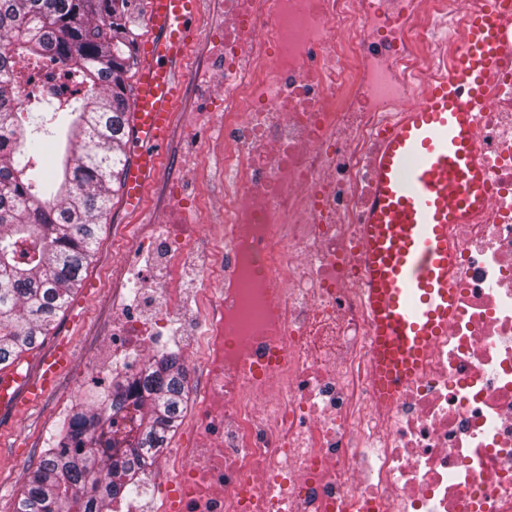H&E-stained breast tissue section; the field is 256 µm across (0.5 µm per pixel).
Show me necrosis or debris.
<instances>
[{
  "mask_svg": "<svg viewBox=\"0 0 512 512\" xmlns=\"http://www.w3.org/2000/svg\"><path fill=\"white\" fill-rule=\"evenodd\" d=\"M493 2L224 0L195 75L224 195L201 212L198 182L173 185L112 339L128 401L155 353L203 371L154 512H512V56L475 133L488 206L452 230L448 334L390 400L361 300L384 127Z\"/></svg>",
  "mask_w": 512,
  "mask_h": 512,
  "instance_id": "4bbe7bcc",
  "label": "necrosis or debris"
}]
</instances>
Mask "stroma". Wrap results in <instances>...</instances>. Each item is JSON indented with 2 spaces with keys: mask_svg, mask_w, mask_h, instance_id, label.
Masks as SVG:
<instances>
[{
  "mask_svg": "<svg viewBox=\"0 0 512 512\" xmlns=\"http://www.w3.org/2000/svg\"><path fill=\"white\" fill-rule=\"evenodd\" d=\"M223 12L224 0H203L201 4L187 65L190 77L185 81L165 163L150 185L144 211H130L122 196L113 198L81 287L48 335L40 337L38 347L26 353L17 368L18 373L33 375L56 342L68 341L73 348L70 368L60 375L55 390L42 403L21 413L0 408V512H12L30 468L50 438L60 431L65 414L94 407L95 395L110 390L116 374L101 361L105 346L112 343V318L121 307L112 290L136 265L134 238L167 203L170 179L191 180L200 166L218 165L206 136L199 133L194 122L203 111L204 102L191 74L211 54L209 28L222 20Z\"/></svg>",
  "mask_w": 512,
  "mask_h": 512,
  "instance_id": "stroma-1",
  "label": "stroma"
}]
</instances>
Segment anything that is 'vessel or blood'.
<instances>
[{"label": "vessel or blood", "mask_w": 512, "mask_h": 512, "mask_svg": "<svg viewBox=\"0 0 512 512\" xmlns=\"http://www.w3.org/2000/svg\"><path fill=\"white\" fill-rule=\"evenodd\" d=\"M201 0H148L150 37L141 44L129 116L137 144L124 178L127 208L139 210L161 168L184 93L183 65L194 43ZM512 0L478 16L465 32L466 58L426 89L389 126L374 162L371 206L360 227L362 300L375 330L378 390L394 397L447 333L455 307L448 228L468 223L486 204L485 174L474 132L486 86L507 47ZM59 343L36 380L0 373V404L27 410L41 403L71 364Z\"/></svg>", "instance_id": "vessel-or-blood-1"}]
</instances>
